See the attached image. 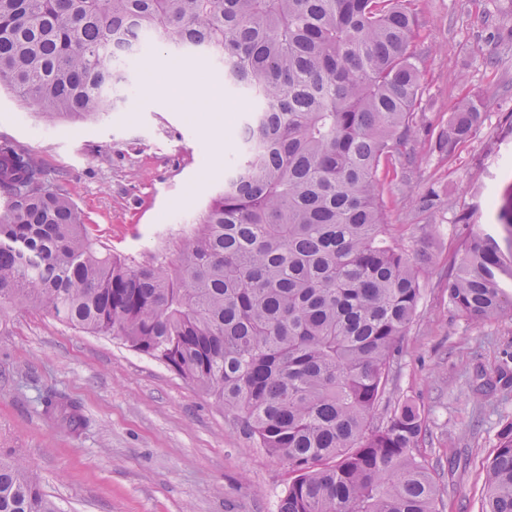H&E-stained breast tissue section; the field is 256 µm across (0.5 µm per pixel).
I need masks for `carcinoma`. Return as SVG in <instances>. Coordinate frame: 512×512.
<instances>
[{"label": "carcinoma", "instance_id": "obj_1", "mask_svg": "<svg viewBox=\"0 0 512 512\" xmlns=\"http://www.w3.org/2000/svg\"><path fill=\"white\" fill-rule=\"evenodd\" d=\"M412 2L0 0V89L49 122L123 107L145 37L221 62L224 89L253 103L224 187L174 256L144 262L95 242L39 158L0 141V310L113 336L236 412L292 474L279 512H437L444 493L416 453L415 404L371 426L421 298L378 192L420 94ZM482 108L463 103L439 148L475 134ZM494 210L445 285L473 322L512 311V190ZM44 413L84 425L64 401ZM0 512L60 510L23 462L0 460ZM482 512H512V421Z\"/></svg>", "mask_w": 512, "mask_h": 512}]
</instances>
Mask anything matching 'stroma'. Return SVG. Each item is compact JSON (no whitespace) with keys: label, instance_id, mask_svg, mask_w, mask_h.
Returning a JSON list of instances; mask_svg holds the SVG:
<instances>
[{"label":"stroma","instance_id":"35a3bbf8","mask_svg":"<svg viewBox=\"0 0 512 512\" xmlns=\"http://www.w3.org/2000/svg\"><path fill=\"white\" fill-rule=\"evenodd\" d=\"M412 43L421 101L414 149L378 172L389 235L421 263L417 316L391 361L388 397L413 401L425 422L418 452L446 493L439 512H481L486 464L512 420V313L474 324L448 304L470 233L493 223L486 201L512 185V0H414ZM197 58L159 47L133 72L119 112L44 124L0 91V138L39 156L90 236L144 261L176 253L166 225L192 223L224 185L225 151L205 136L233 131L249 109L223 113L198 97L174 101L168 78ZM474 94L483 124L454 153L437 148L452 113ZM469 223H458L460 213ZM60 396L86 423L74 431L43 413ZM26 461L61 512H279L291 476L195 385L119 340L74 329L25 306L0 310V457Z\"/></svg>","mask_w":512,"mask_h":512}]
</instances>
